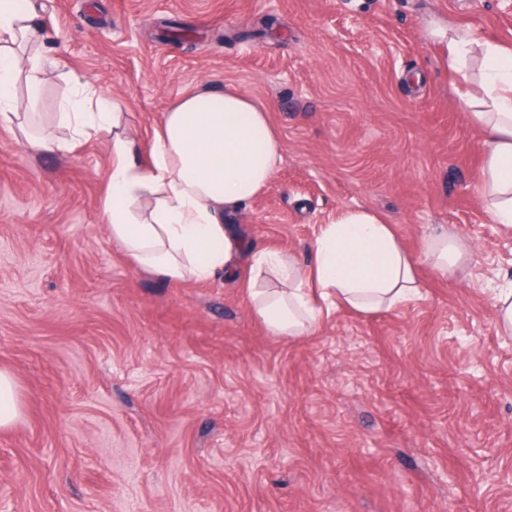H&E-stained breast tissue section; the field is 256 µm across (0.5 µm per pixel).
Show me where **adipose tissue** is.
Wrapping results in <instances>:
<instances>
[{
  "label": "adipose tissue",
  "mask_w": 512,
  "mask_h": 512,
  "mask_svg": "<svg viewBox=\"0 0 512 512\" xmlns=\"http://www.w3.org/2000/svg\"><path fill=\"white\" fill-rule=\"evenodd\" d=\"M30 0H0V127L37 155H59L105 137L112 166L102 201L110 241L134 264L169 282L247 272L248 300L276 336L310 335L324 307L365 314L421 298L417 260L447 275L469 255L462 238L440 228L423 236L420 256L402 245L382 213L357 209L324 225L313 257L254 249L226 221L261 194L282 162L265 106L233 87L185 90L142 145L127 113L110 110L91 83L77 80L53 122L38 120L47 62ZM447 64L464 75L456 94L486 136L480 190L493 221L512 226V48L449 27ZM25 83L26 98L16 93Z\"/></svg>",
  "instance_id": "1"
}]
</instances>
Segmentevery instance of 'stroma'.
Instances as JSON below:
<instances>
[{
    "label": "stroma",
    "mask_w": 512,
    "mask_h": 512,
    "mask_svg": "<svg viewBox=\"0 0 512 512\" xmlns=\"http://www.w3.org/2000/svg\"><path fill=\"white\" fill-rule=\"evenodd\" d=\"M52 115L94 83L149 139L190 86L264 103L283 162L231 222L308 263L362 207L412 254L445 226L472 247L423 297L271 335L242 282L169 283L100 219L105 140L36 156L0 129V430L12 512H512V340L494 290L512 228L477 190L485 135L435 32L512 43V0H31ZM20 414L16 379L10 372L0 369V428L12 426Z\"/></svg>",
    "instance_id": "35a3bbf8"
}]
</instances>
